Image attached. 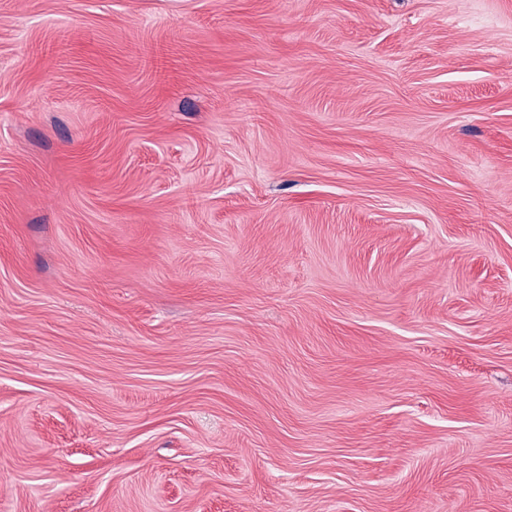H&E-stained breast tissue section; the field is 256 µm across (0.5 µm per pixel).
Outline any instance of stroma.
Wrapping results in <instances>:
<instances>
[{"instance_id": "obj_1", "label": "stroma", "mask_w": 512, "mask_h": 512, "mask_svg": "<svg viewBox=\"0 0 512 512\" xmlns=\"http://www.w3.org/2000/svg\"><path fill=\"white\" fill-rule=\"evenodd\" d=\"M0 512H512V0H0Z\"/></svg>"}]
</instances>
